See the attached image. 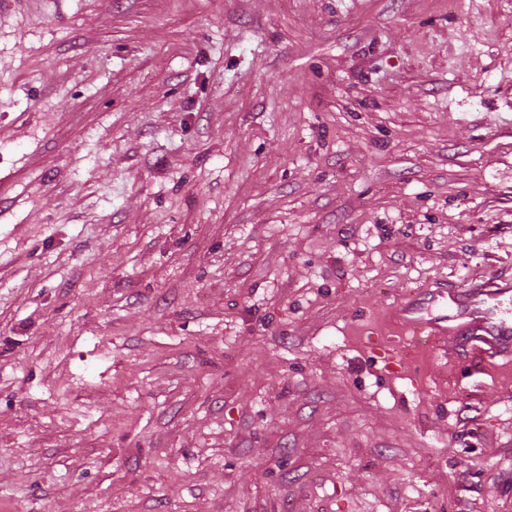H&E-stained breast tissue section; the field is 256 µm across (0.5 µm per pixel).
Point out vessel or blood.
Segmentation results:
<instances>
[{"label": "vessel or blood", "instance_id": "b4317fda", "mask_svg": "<svg viewBox=\"0 0 512 512\" xmlns=\"http://www.w3.org/2000/svg\"><path fill=\"white\" fill-rule=\"evenodd\" d=\"M402 334L477 342L488 357L512 355V281L472 280L459 288L420 290L392 309Z\"/></svg>", "mask_w": 512, "mask_h": 512}]
</instances>
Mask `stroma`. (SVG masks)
Segmentation results:
<instances>
[{"instance_id":"stroma-1","label":"stroma","mask_w":512,"mask_h":512,"mask_svg":"<svg viewBox=\"0 0 512 512\" xmlns=\"http://www.w3.org/2000/svg\"><path fill=\"white\" fill-rule=\"evenodd\" d=\"M512 0L0 8V512H512ZM400 332L446 339L450 343L477 342L488 357L512 355V281L472 280L464 287L419 290L392 309Z\"/></svg>"}]
</instances>
